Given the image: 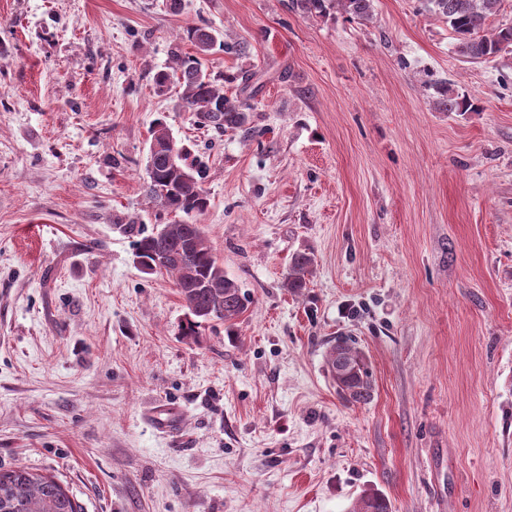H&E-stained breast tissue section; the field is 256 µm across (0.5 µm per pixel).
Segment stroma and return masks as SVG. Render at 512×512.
Masks as SVG:
<instances>
[{
  "instance_id": "stroma-1",
  "label": "stroma",
  "mask_w": 512,
  "mask_h": 512,
  "mask_svg": "<svg viewBox=\"0 0 512 512\" xmlns=\"http://www.w3.org/2000/svg\"><path fill=\"white\" fill-rule=\"evenodd\" d=\"M288 0H0V464L82 512H512V48L470 63L420 0L372 23ZM243 42L259 134L196 129L152 75L186 27ZM467 95L445 112L424 80ZM197 144L208 243L249 298L190 339L116 219L155 119ZM316 263L283 286L293 253ZM365 353L372 399L327 366ZM344 357L348 369L343 374L336 372L338 359ZM329 371L336 382L340 395L349 403H365L372 397V385L366 357L360 348L349 341H337L327 355ZM351 512H390V506L383 495L370 490L360 495Z\"/></svg>"
}]
</instances>
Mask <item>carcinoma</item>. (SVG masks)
I'll return each mask as SVG.
<instances>
[{
	"mask_svg": "<svg viewBox=\"0 0 512 512\" xmlns=\"http://www.w3.org/2000/svg\"><path fill=\"white\" fill-rule=\"evenodd\" d=\"M425 9L443 19L457 36L456 51L470 60L497 56L512 46V24L490 28L488 19L500 10L502 0H422ZM288 10L307 16H324L335 9L360 24L374 18V0H288ZM183 38L194 45L196 54L173 55L167 70L153 75L155 92L167 94L176 85L182 89L177 106L191 113L195 125L219 135L254 133L252 107L246 99L229 97L224 84L241 79L240 92L250 87L252 75L238 78L213 74L202 67L201 58L216 48L235 53L239 44L219 39L208 26H191ZM437 107L447 112H467L472 105L466 98L448 96L439 89ZM174 136L162 120L151 130L148 149L149 183L146 195L164 213L183 215V219L159 224L149 233L135 219H120L115 227L130 241L134 262L145 274H166L188 310L190 319L183 335L196 336L202 324L220 321L232 327L247 308V299L239 285L224 275L206 243L203 225L198 219L209 207L204 187L205 171L192 150L179 146L173 156L169 142ZM168 257V266L160 269L156 259ZM315 263L314 254L295 252L288 264L284 286L298 293L307 287ZM329 371L340 395L349 403H365L372 397V385L366 357L349 341H338L327 355ZM81 507L53 475H43L21 466L0 465V512H80ZM351 512H390L386 498L376 491L363 492Z\"/></svg>",
	"mask_w": 512,
	"mask_h": 512,
	"instance_id": "carcinoma-1",
	"label": "carcinoma"
}]
</instances>
